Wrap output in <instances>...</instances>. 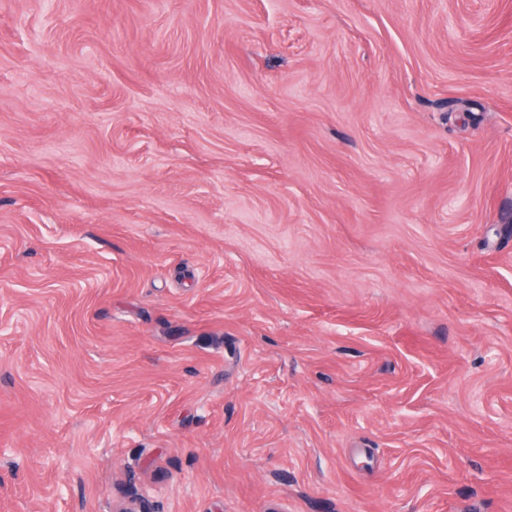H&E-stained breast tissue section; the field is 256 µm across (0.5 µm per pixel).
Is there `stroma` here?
Wrapping results in <instances>:
<instances>
[{
  "label": "stroma",
  "mask_w": 512,
  "mask_h": 512,
  "mask_svg": "<svg viewBox=\"0 0 512 512\" xmlns=\"http://www.w3.org/2000/svg\"><path fill=\"white\" fill-rule=\"evenodd\" d=\"M512 512V0H0V512Z\"/></svg>",
  "instance_id": "1"
}]
</instances>
